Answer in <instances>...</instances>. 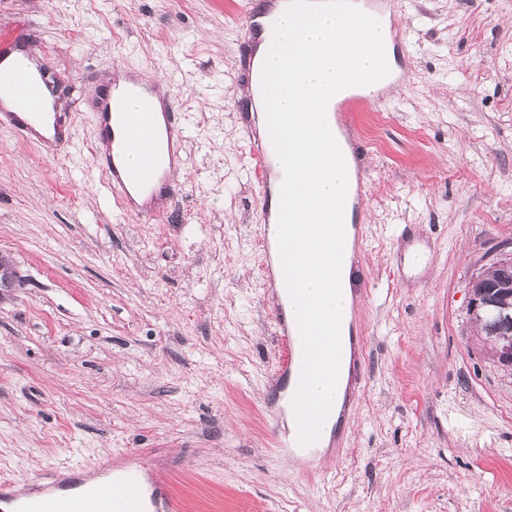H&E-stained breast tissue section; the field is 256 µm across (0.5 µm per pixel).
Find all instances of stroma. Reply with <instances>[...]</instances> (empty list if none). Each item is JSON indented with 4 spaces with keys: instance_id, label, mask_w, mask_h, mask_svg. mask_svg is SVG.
Here are the masks:
<instances>
[{
    "instance_id": "35a3bbf8",
    "label": "stroma",
    "mask_w": 512,
    "mask_h": 512,
    "mask_svg": "<svg viewBox=\"0 0 512 512\" xmlns=\"http://www.w3.org/2000/svg\"><path fill=\"white\" fill-rule=\"evenodd\" d=\"M264 0H0L73 114L55 155L0 128V480L145 450L183 512H512V372L478 340L471 281L512 245V0H395L402 81L359 113L355 300L365 378L296 466L240 119L242 21ZM148 75L189 124L181 193L147 222L95 165V92ZM430 237L415 273L404 232Z\"/></svg>"
}]
</instances>
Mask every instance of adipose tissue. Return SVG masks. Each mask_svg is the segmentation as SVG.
<instances>
[{"instance_id": "1", "label": "adipose tissue", "mask_w": 512, "mask_h": 512, "mask_svg": "<svg viewBox=\"0 0 512 512\" xmlns=\"http://www.w3.org/2000/svg\"><path fill=\"white\" fill-rule=\"evenodd\" d=\"M247 94L257 114V129L273 134L274 177L270 219H280L282 185L297 187L303 206L288 227V248L297 260L286 273L294 291L286 297L288 318L299 329L298 342L307 352L324 349L327 339L349 342L352 291L349 275L353 255L352 236L342 225L353 219L356 189L354 170L337 171L320 140L309 138L294 122L297 112L321 111L324 93L344 94L348 67H369L374 40L389 31V18L374 15L369 24L355 30L341 26L332 9L310 11L298 0H271L258 17ZM284 46L296 47L309 59L298 71L292 86L274 88L273 72L283 63L268 54L271 35ZM350 350L337 354L333 377L314 376L305 402L316 413H325L323 440H330L340 420L348 388Z\"/></svg>"}]
</instances>
